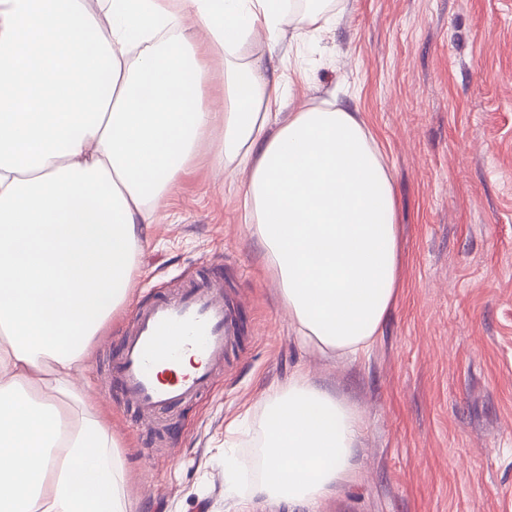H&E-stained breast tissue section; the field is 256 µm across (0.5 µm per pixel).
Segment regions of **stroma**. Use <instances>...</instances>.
<instances>
[{
    "instance_id": "1",
    "label": "stroma",
    "mask_w": 512,
    "mask_h": 512,
    "mask_svg": "<svg viewBox=\"0 0 512 512\" xmlns=\"http://www.w3.org/2000/svg\"><path fill=\"white\" fill-rule=\"evenodd\" d=\"M280 65L290 108L336 96L393 176L401 290L369 355L302 349L236 204L197 159L142 243L130 307L90 343V399L126 458L135 512H226L224 451L255 470L262 394L310 370L356 402L361 477L320 512H512V0H323ZM209 270L246 318L211 392L139 421L110 366L134 307ZM243 418L241 431L225 429Z\"/></svg>"
}]
</instances>
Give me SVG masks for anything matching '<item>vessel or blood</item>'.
<instances>
[{
  "instance_id": "b4317fda",
  "label": "vessel or blood",
  "mask_w": 512,
  "mask_h": 512,
  "mask_svg": "<svg viewBox=\"0 0 512 512\" xmlns=\"http://www.w3.org/2000/svg\"><path fill=\"white\" fill-rule=\"evenodd\" d=\"M237 332L236 308L225 301L222 283L199 276L138 309L112 376L139 414L177 412L211 388Z\"/></svg>"
}]
</instances>
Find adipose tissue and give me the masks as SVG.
Returning <instances> with one entry per match:
<instances>
[{
	"instance_id": "ef3b65f1",
	"label": "adipose tissue",
	"mask_w": 512,
	"mask_h": 512,
	"mask_svg": "<svg viewBox=\"0 0 512 512\" xmlns=\"http://www.w3.org/2000/svg\"><path fill=\"white\" fill-rule=\"evenodd\" d=\"M287 0H0V512H133L126 461L80 384L131 301L138 244L202 147L248 170L243 222L300 343L356 362L399 290L392 175L359 113H283ZM225 69L223 123L202 84ZM252 493L317 512L355 482L359 407L297 371L270 387ZM269 46L262 34L246 41L236 52L235 60L240 64L265 67L269 60Z\"/></svg>"
}]
</instances>
